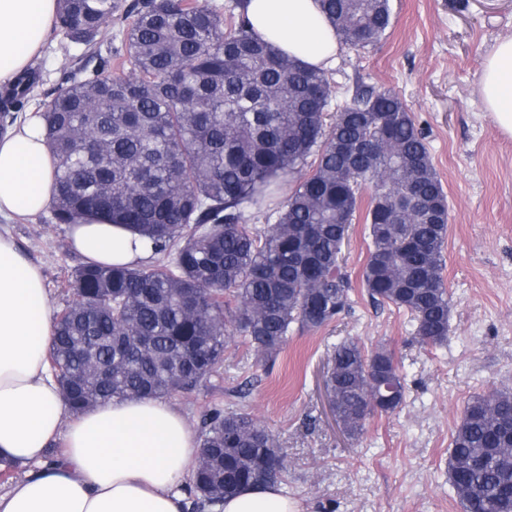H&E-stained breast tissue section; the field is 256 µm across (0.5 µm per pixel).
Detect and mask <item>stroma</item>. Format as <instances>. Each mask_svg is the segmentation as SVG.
I'll list each match as a JSON object with an SVG mask.
<instances>
[{
  "label": "stroma",
  "mask_w": 512,
  "mask_h": 512,
  "mask_svg": "<svg viewBox=\"0 0 512 512\" xmlns=\"http://www.w3.org/2000/svg\"><path fill=\"white\" fill-rule=\"evenodd\" d=\"M393 24L377 46H342L329 76L338 102L359 86L396 91L429 143L448 195L443 278L452 296L447 343L413 338L409 315L374 305L360 274L367 242L353 224L343 251L353 309L317 330H293L270 360L233 338L216 372L170 402L193 430L213 409L242 408L279 439L280 488L301 512H461L448 485V448L469 399L512 389V137L499 133L478 92L492 47L512 35V0H391ZM80 49L51 32L33 66L40 80L27 107L43 100ZM20 253L40 267L54 310L72 296L68 275L84 259L51 211L0 221ZM386 345L406 374V398L349 437L330 409L325 375L336 344Z\"/></svg>",
  "instance_id": "obj_1"
}]
</instances>
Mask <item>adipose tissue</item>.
Segmentation results:
<instances>
[{"instance_id": "obj_1", "label": "adipose tissue", "mask_w": 512, "mask_h": 512, "mask_svg": "<svg viewBox=\"0 0 512 512\" xmlns=\"http://www.w3.org/2000/svg\"><path fill=\"white\" fill-rule=\"evenodd\" d=\"M57 0H0V88L10 87L43 50ZM253 32L302 64L335 68L341 45L319 0H248ZM479 89L500 133L512 136V38L497 42ZM54 167L39 119L27 115L0 137V218L44 212ZM88 261L140 264L152 248L126 227L87 220L70 227ZM54 313L40 268L0 233V458L29 465L0 493V512H184L198 443L164 399L109 401L72 414L60 395L47 351ZM63 451L44 458L55 443ZM220 512H300L278 486L250 488Z\"/></svg>"}]
</instances>
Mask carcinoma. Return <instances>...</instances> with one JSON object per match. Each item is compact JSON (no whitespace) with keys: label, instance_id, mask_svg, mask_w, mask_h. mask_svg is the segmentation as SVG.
<instances>
[{"label":"carcinoma","instance_id":"cac0c4a2","mask_svg":"<svg viewBox=\"0 0 512 512\" xmlns=\"http://www.w3.org/2000/svg\"><path fill=\"white\" fill-rule=\"evenodd\" d=\"M321 4L343 45L373 47L392 25L390 0ZM116 17L123 39L104 56L98 37ZM53 27L84 48L41 112L55 160L53 218L123 224L155 255L149 265L86 262L72 273L48 359L73 413L191 392L224 361L231 337L268 360L293 328L348 312L342 248L359 218L370 300L406 310L418 342L448 341V197L397 93L360 86L331 111L326 72L257 38L244 0L227 17L207 0H61ZM35 83L30 72L4 90L1 126ZM248 209L270 224L244 223ZM329 384L351 437L405 401L401 365L383 345L369 353L352 339L336 344ZM199 448L194 510L274 485L284 470L276 435L245 411H214ZM511 483L504 388L465 407L448 484L462 512H512Z\"/></svg>","mask_w":512,"mask_h":512}]
</instances>
